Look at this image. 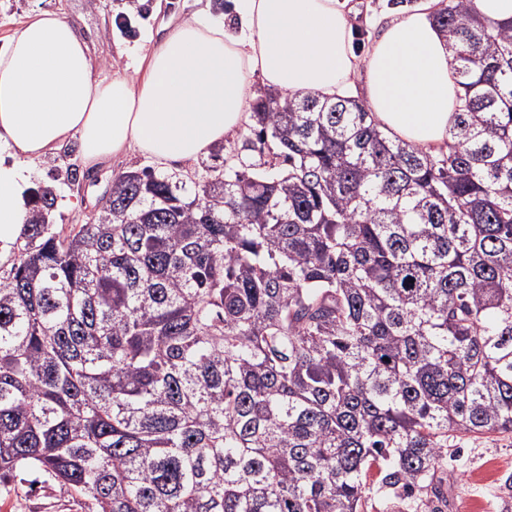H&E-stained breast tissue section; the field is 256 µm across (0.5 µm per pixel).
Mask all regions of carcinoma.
I'll return each instance as SVG.
<instances>
[{
	"label": "carcinoma",
	"mask_w": 512,
	"mask_h": 512,
	"mask_svg": "<svg viewBox=\"0 0 512 512\" xmlns=\"http://www.w3.org/2000/svg\"><path fill=\"white\" fill-rule=\"evenodd\" d=\"M448 151L269 90L222 167L125 171L0 275V490L90 512H364L512 434V24L448 0ZM38 475L20 474L0 494V512H88L89 500L78 493H63L52 483L34 482Z\"/></svg>",
	"instance_id": "obj_1"
}]
</instances>
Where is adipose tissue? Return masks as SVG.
<instances>
[{
  "mask_svg": "<svg viewBox=\"0 0 512 512\" xmlns=\"http://www.w3.org/2000/svg\"><path fill=\"white\" fill-rule=\"evenodd\" d=\"M235 26L192 16L136 49L135 77L95 76L89 46L37 11L0 46V261L28 211L41 158L76 139L85 167L135 150L193 160L252 121L248 81L322 99L363 96L383 130L425 151L448 146L460 105L452 54L434 21L442 0L387 18L365 54L348 0H230Z\"/></svg>",
  "mask_w": 512,
  "mask_h": 512,
  "instance_id": "obj_1",
  "label": "adipose tissue"
}]
</instances>
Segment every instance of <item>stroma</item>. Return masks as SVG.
<instances>
[{
	"mask_svg": "<svg viewBox=\"0 0 512 512\" xmlns=\"http://www.w3.org/2000/svg\"><path fill=\"white\" fill-rule=\"evenodd\" d=\"M36 10L59 13L74 22L90 49L100 76L132 73L133 47L147 36H161L168 25L197 12L223 18L216 0H0V42ZM155 162L140 153L113 158L98 167L84 168L78 146L64 148L45 158L34 171L36 189H52L57 197L52 221L71 224L93 210L111 183L124 171H156ZM500 465L493 482L479 484L471 476L487 462ZM512 474V435L461 437L448 451L442 469L444 495L438 512H456L463 500L479 502L483 512H512V488L505 479ZM88 499L78 493H63L50 483L37 482L30 473L20 474L9 491L0 493V512H88Z\"/></svg>",
	"mask_w": 512,
	"mask_h": 512,
	"instance_id": "35a3bbf8",
	"label": "stroma"
}]
</instances>
